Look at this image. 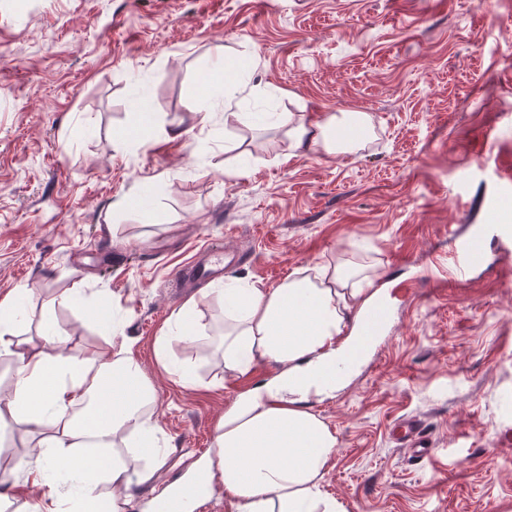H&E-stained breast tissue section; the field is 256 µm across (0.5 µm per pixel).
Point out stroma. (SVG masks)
I'll return each instance as SVG.
<instances>
[{
    "label": "stroma",
    "instance_id": "35a3bbf8",
    "mask_svg": "<svg viewBox=\"0 0 512 512\" xmlns=\"http://www.w3.org/2000/svg\"><path fill=\"white\" fill-rule=\"evenodd\" d=\"M233 63L248 101L227 107L200 77ZM252 106L367 112L374 132L354 154L293 156L287 127L244 119ZM195 111L210 122L165 139ZM510 185L512 0H0V299L26 304L24 337L50 320L75 352L129 340L166 481L278 372L225 369V284L355 257L407 294L373 312L355 376L309 398L336 434L323 492L345 512H512V254L482 232L512 224ZM456 234L480 252L464 278L448 273ZM212 248L222 276L174 291L175 268ZM104 295L110 321L86 320ZM410 416L429 462L391 439Z\"/></svg>",
    "mask_w": 512,
    "mask_h": 512
}]
</instances>
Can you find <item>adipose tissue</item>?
<instances>
[{
    "mask_svg": "<svg viewBox=\"0 0 512 512\" xmlns=\"http://www.w3.org/2000/svg\"><path fill=\"white\" fill-rule=\"evenodd\" d=\"M278 122L296 154L355 153L372 127L364 112L315 122L283 113ZM375 280L370 264L340 259L298 271L273 288L242 282L245 311L225 320L224 366L245 374L274 363L280 371L225 409L213 441L216 455L195 468L205 484H223L237 512H343L320 493L336 437L303 401L343 386L362 340L361 323L378 301ZM17 318L13 303L0 301V357L16 365L0 393V424L19 419L41 434L14 466L42 489L38 512H64L65 494L49 478L62 464L88 502H100L99 485L107 483L112 512H138L142 487L167 498L159 487L168 453L152 409L155 393L130 344L75 354L51 324L39 341L19 338ZM121 443L131 445L140 464L111 456Z\"/></svg>",
    "mask_w": 512,
    "mask_h": 512,
    "instance_id": "obj_1",
    "label": "adipose tissue"
}]
</instances>
